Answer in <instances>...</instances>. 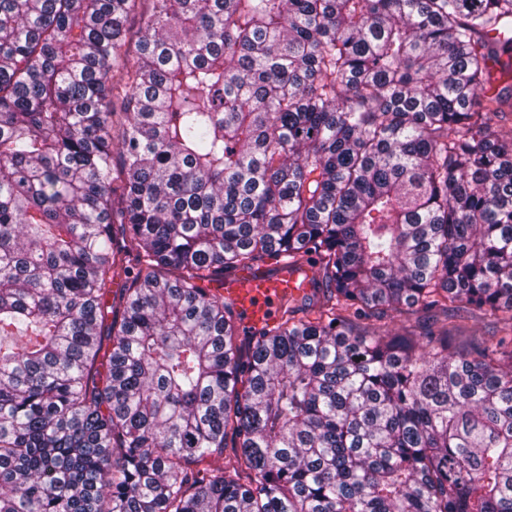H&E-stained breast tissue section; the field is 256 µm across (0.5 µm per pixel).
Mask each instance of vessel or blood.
Returning a JSON list of instances; mask_svg holds the SVG:
<instances>
[{
    "instance_id": "b4317fda",
    "label": "vessel or blood",
    "mask_w": 512,
    "mask_h": 512,
    "mask_svg": "<svg viewBox=\"0 0 512 512\" xmlns=\"http://www.w3.org/2000/svg\"><path fill=\"white\" fill-rule=\"evenodd\" d=\"M294 286V278L285 274L272 280L254 272L242 271L225 279L223 293L242 312L244 326L256 328L274 320V304L279 303L285 290Z\"/></svg>"
}]
</instances>
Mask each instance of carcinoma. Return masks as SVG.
<instances>
[{
	"mask_svg": "<svg viewBox=\"0 0 512 512\" xmlns=\"http://www.w3.org/2000/svg\"><path fill=\"white\" fill-rule=\"evenodd\" d=\"M511 30L0 0V512H512ZM283 258L239 338L214 285ZM472 310L504 336L455 345Z\"/></svg>",
	"mask_w": 512,
	"mask_h": 512,
	"instance_id": "carcinoma-1",
	"label": "carcinoma"
}]
</instances>
